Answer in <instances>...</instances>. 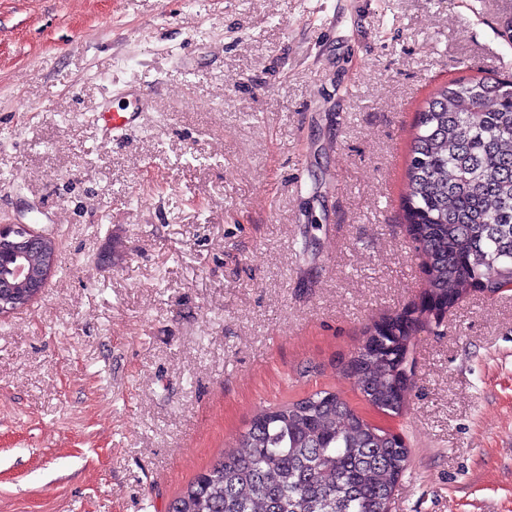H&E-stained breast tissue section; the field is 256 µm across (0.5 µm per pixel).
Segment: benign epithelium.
<instances>
[{"mask_svg": "<svg viewBox=\"0 0 512 512\" xmlns=\"http://www.w3.org/2000/svg\"><path fill=\"white\" fill-rule=\"evenodd\" d=\"M49 236L29 224H0V318L29 306L45 290L50 271L38 272L33 260Z\"/></svg>", "mask_w": 512, "mask_h": 512, "instance_id": "7a95c632", "label": "benign epithelium"}]
</instances>
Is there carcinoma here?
<instances>
[{"mask_svg":"<svg viewBox=\"0 0 512 512\" xmlns=\"http://www.w3.org/2000/svg\"><path fill=\"white\" fill-rule=\"evenodd\" d=\"M402 220L425 272L422 302L365 327L343 363L369 405L405 407L415 333L473 288L512 282V79L438 86L413 127ZM410 448L319 390L257 412L169 512H386Z\"/></svg>","mask_w":512,"mask_h":512,"instance_id":"cac0c4a2","label":"carcinoma"}]
</instances>
